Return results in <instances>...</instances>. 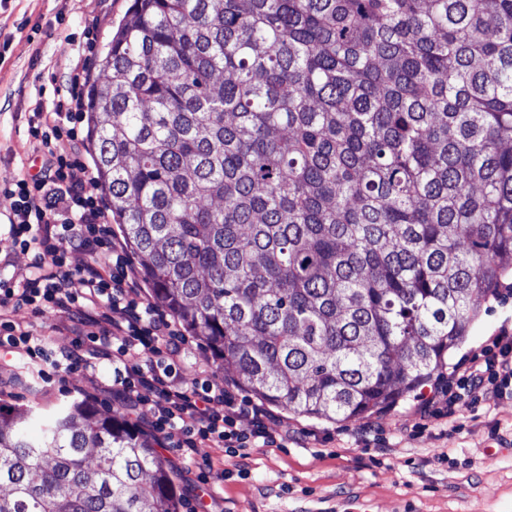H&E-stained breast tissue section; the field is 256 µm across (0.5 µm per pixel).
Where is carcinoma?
<instances>
[{
	"instance_id": "cac0c4a2",
	"label": "carcinoma",
	"mask_w": 512,
	"mask_h": 512,
	"mask_svg": "<svg viewBox=\"0 0 512 512\" xmlns=\"http://www.w3.org/2000/svg\"><path fill=\"white\" fill-rule=\"evenodd\" d=\"M97 185L224 373L318 419L428 381L512 272V0H135ZM0 402V512H179L154 442Z\"/></svg>"
}]
</instances>
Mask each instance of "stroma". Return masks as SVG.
Here are the masks:
<instances>
[{
	"label": "stroma",
	"instance_id": "stroma-1",
	"mask_svg": "<svg viewBox=\"0 0 512 512\" xmlns=\"http://www.w3.org/2000/svg\"><path fill=\"white\" fill-rule=\"evenodd\" d=\"M132 0H0V251L8 253L6 274L26 271L29 252L12 247L8 216L15 198L3 187L10 172L38 173L41 156L28 133L37 105L66 93V73L76 67L86 82L103 76L98 59ZM17 319L43 338L48 352L69 349L76 324H53L25 310ZM512 326V275L482 301L466 342L429 383L398 403L359 419L326 422L271 407L270 432L289 426L294 440L283 448L257 446L249 458L227 448L195 449L175 482L185 512L193 505L191 485L203 466L223 473L212 512H512V399H487L458 414L464 428L445 432V420L421 417L420 396L444 386L455 368L488 344L501 327ZM109 364L96 375L53 373L41 360L0 358V400L36 407L41 419L84 400L102 410H124L105 386Z\"/></svg>",
	"mask_w": 512,
	"mask_h": 512
}]
</instances>
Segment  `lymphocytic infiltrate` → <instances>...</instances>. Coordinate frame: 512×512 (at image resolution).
<instances>
[{"instance_id":"obj_1","label":"lymphocytic infiltrate","mask_w":512,"mask_h":512,"mask_svg":"<svg viewBox=\"0 0 512 512\" xmlns=\"http://www.w3.org/2000/svg\"><path fill=\"white\" fill-rule=\"evenodd\" d=\"M78 107L57 100L51 111H36L29 134L42 154V171L8 179L16 198L9 235L21 250L33 252L30 268L14 283L0 284V349L18 360L51 359L57 374L95 372L101 362L112 366L113 396L130 412L148 406L151 427L161 448L182 456L207 444L243 450L256 443L282 447L287 434L272 435L261 406L237 398L222 379L207 375L178 377L185 338L174 317L152 301L138 270L120 258L123 243L113 233L93 181L74 177L76 157L55 151L60 136L78 140ZM87 254V262L71 266L67 255ZM31 309L61 318H77L87 337L73 347L48 354L40 337L18 328L12 314ZM512 398V331L501 330L473 358L445 391L422 400L423 414L445 402L452 429H459V408L473 407L487 396ZM250 417V427L240 425Z\"/></svg>"}]
</instances>
